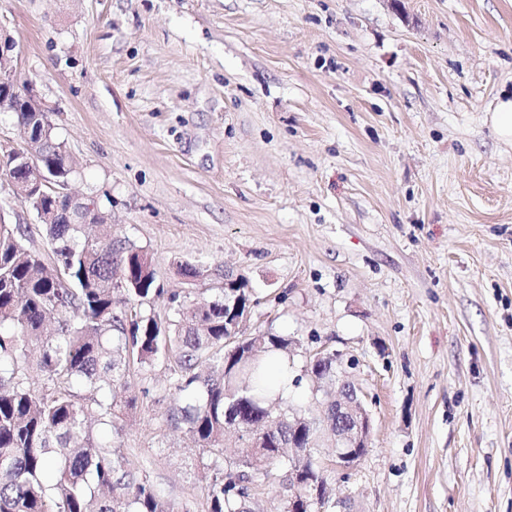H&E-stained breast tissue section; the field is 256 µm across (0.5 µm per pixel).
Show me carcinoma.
Here are the masks:
<instances>
[{
    "instance_id": "obj_1",
    "label": "carcinoma",
    "mask_w": 512,
    "mask_h": 512,
    "mask_svg": "<svg viewBox=\"0 0 512 512\" xmlns=\"http://www.w3.org/2000/svg\"><path fill=\"white\" fill-rule=\"evenodd\" d=\"M32 149L43 167L70 176L55 129L40 131ZM42 205L52 266L26 245V230L0 220V512H196L190 502L175 510L112 440L93 433L135 406L123 396L130 366L157 362L169 366L181 397L169 421L210 459L205 512H253L269 489L275 512H288L287 448L297 499L331 485L335 458L322 457L319 415L289 402L270 378V358L290 360L291 342L224 325V297L257 303L244 277L211 301L171 296L173 319L164 324L151 307L163 290L145 253L113 241L106 220L92 237L55 216L51 200ZM306 372L336 376L332 353L314 355ZM271 404L298 420H265ZM246 425L259 447H245ZM228 436L242 444L229 460Z\"/></svg>"
}]
</instances>
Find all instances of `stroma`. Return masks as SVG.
I'll use <instances>...</instances> for the list:
<instances>
[{
    "instance_id": "obj_1",
    "label": "stroma",
    "mask_w": 512,
    "mask_h": 512,
    "mask_svg": "<svg viewBox=\"0 0 512 512\" xmlns=\"http://www.w3.org/2000/svg\"><path fill=\"white\" fill-rule=\"evenodd\" d=\"M32 84L115 240L164 295L245 276L247 323L355 356L372 445L348 512H512V0H0ZM0 216L54 258L0 178ZM195 265L185 278L182 264ZM171 371L131 368L112 439L179 505L202 466ZM150 397H142L143 387ZM489 122L500 140L512 143V97L496 101Z\"/></svg>"
}]
</instances>
